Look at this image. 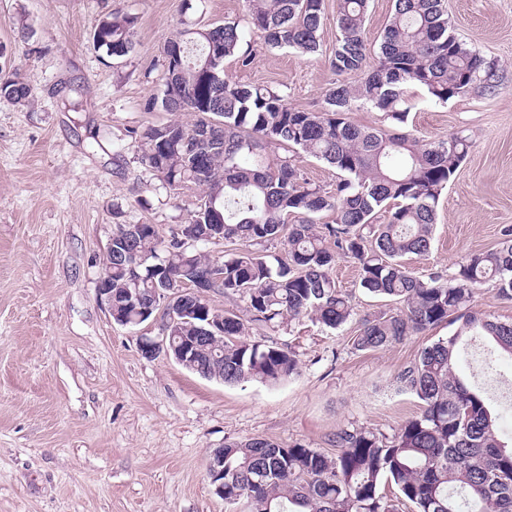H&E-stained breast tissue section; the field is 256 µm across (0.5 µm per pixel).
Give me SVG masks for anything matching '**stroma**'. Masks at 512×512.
<instances>
[{
  "instance_id": "stroma-1",
  "label": "stroma",
  "mask_w": 512,
  "mask_h": 512,
  "mask_svg": "<svg viewBox=\"0 0 512 512\" xmlns=\"http://www.w3.org/2000/svg\"><path fill=\"white\" fill-rule=\"evenodd\" d=\"M454 32L497 60L506 86L441 103L414 91L404 129L432 142L463 132L466 159L442 193L429 253L407 261L420 278L452 276L468 255L497 247L512 228V0H446ZM135 15L134 48H94L103 14ZM336 0H324L321 49L306 58L267 49L249 34L253 62L224 63L226 77L279 88L290 106L319 111L335 80ZM244 0H0V68L18 69L25 102L0 98V512H249L216 494L206 467L225 441L260 437L334 455L336 435L365 428L391 440L421 412L400 372L454 324L384 348L353 346L364 319L399 311L359 285L338 256L336 285L354 307L339 329L303 318L249 339L296 353L299 371L270 386L228 385L165 356L144 357L160 324L115 323L96 296L119 224L186 223L202 194L161 188L135 141L169 121L144 104L163 84V48L187 29L246 21ZM460 375L489 399L512 438V357L476 336Z\"/></svg>"
}]
</instances>
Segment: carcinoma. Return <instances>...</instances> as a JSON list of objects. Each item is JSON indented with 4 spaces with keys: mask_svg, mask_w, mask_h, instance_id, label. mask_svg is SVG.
I'll return each mask as SVG.
<instances>
[{
    "mask_svg": "<svg viewBox=\"0 0 512 512\" xmlns=\"http://www.w3.org/2000/svg\"><path fill=\"white\" fill-rule=\"evenodd\" d=\"M248 26L226 21L181 31L164 52H178L174 71H164L160 93L146 108L189 112L193 122L171 120L146 128L137 148L146 171L165 188L193 183L204 196L181 232L169 237L148 224H118L112 251H135V270L112 262L113 320L135 316L127 291L146 299L166 279H201L212 267L223 279L206 291L224 289L245 304L248 317L199 304L224 317V341L197 342L188 371L226 384L257 380L277 384L298 373L296 354L246 339L248 324L280 327L301 317L336 329L353 314L349 297L336 287L332 268L340 255L357 261L360 286L369 294L399 301L400 314L362 323L354 337L358 351L379 349L422 334L444 321L455 333L425 347L400 374L405 389L422 403L421 413L385 442L374 432L342 430L339 451L328 456L302 444L286 448L263 438L224 442V502L246 501L253 512H512V444L496 432L486 398L456 370L463 337H490L512 357V322L467 310L472 287L498 282L512 298V230L499 247L468 256L448 281L438 273L415 276L403 258L428 254L436 207L470 148L452 134L425 143L387 128L352 124V107L383 113L392 125L407 122L411 93L423 91L442 103L504 86L499 64L469 47L451 29L444 0H393L377 52L368 48L365 18L369 0H336L339 35L330 57L342 80L325 95L320 112L288 106L276 88L224 76V60L249 66L242 50L247 29L263 34L272 49L307 56L320 48L323 0H245ZM137 18L109 12L93 33V45L109 57L134 46ZM355 76L357 80L347 81ZM30 95L18 71L0 70V97L20 102ZM277 145L283 154L270 159ZM303 152L334 167L341 178L333 193L312 186L296 164ZM384 211L388 221L374 223ZM332 220L318 228L314 216ZM217 227L209 243L234 249L212 259L190 243L203 227ZM283 240L285 257L270 261L256 249ZM187 304L163 314L172 321L167 344L184 347L197 335L200 318ZM395 485L399 497L382 492Z\"/></svg>",
    "mask_w": 512,
    "mask_h": 512,
    "instance_id": "carcinoma-1",
    "label": "carcinoma"
}]
</instances>
